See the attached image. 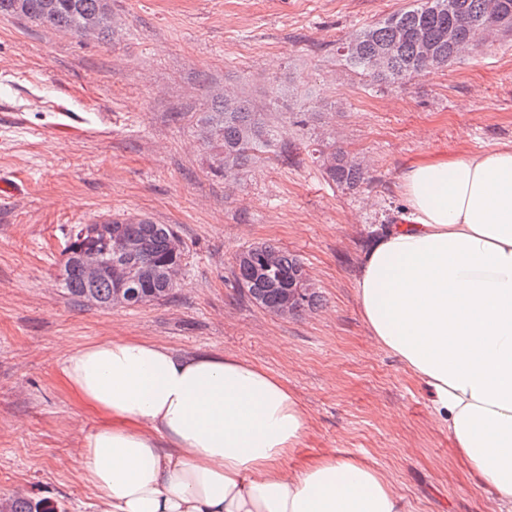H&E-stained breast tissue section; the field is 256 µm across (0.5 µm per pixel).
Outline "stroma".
<instances>
[{
  "label": "stroma",
  "mask_w": 512,
  "mask_h": 512,
  "mask_svg": "<svg viewBox=\"0 0 512 512\" xmlns=\"http://www.w3.org/2000/svg\"><path fill=\"white\" fill-rule=\"evenodd\" d=\"M412 0H110L112 37L0 17V496L96 512L79 438L96 418L64 386L69 351L108 338L237 355L280 378L309 423L288 466L374 461L407 512H493L424 385L369 336L354 282L369 240L403 215L422 156L512 142V32L400 85L351 69L336 45ZM231 90L266 113L272 146L225 180L205 117ZM365 173L350 187L319 148ZM175 225L177 284L159 304L73 302L59 279L67 233L103 217ZM271 241L298 255L315 307L279 316L237 287L234 258Z\"/></svg>",
  "instance_id": "35a3bbf8"
}]
</instances>
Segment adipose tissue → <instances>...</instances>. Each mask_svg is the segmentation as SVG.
Wrapping results in <instances>:
<instances>
[{
	"instance_id": "1",
	"label": "adipose tissue",
	"mask_w": 512,
	"mask_h": 512,
	"mask_svg": "<svg viewBox=\"0 0 512 512\" xmlns=\"http://www.w3.org/2000/svg\"><path fill=\"white\" fill-rule=\"evenodd\" d=\"M401 196L402 223L364 253L357 303L375 342L430 390L495 512H512V143L429 153ZM60 374L97 419L79 457L98 512H406L367 459L286 466L306 413L245 359L109 338L65 354Z\"/></svg>"
}]
</instances>
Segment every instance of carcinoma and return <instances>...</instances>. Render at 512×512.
Returning <instances> with one entry per match:
<instances>
[{
    "mask_svg": "<svg viewBox=\"0 0 512 512\" xmlns=\"http://www.w3.org/2000/svg\"><path fill=\"white\" fill-rule=\"evenodd\" d=\"M472 19L494 15L499 30L512 31V0H453ZM0 16H21L33 22L80 37L105 38L112 33L109 0H0ZM478 38V30L458 24L448 0H419L384 22L365 28L340 43L337 51L347 64L374 82L401 84L433 69L448 66ZM428 43L429 52H422ZM354 50H349L350 46ZM210 137L224 151V178L230 180L251 153L270 146V129L250 103L225 94L215 101L208 119ZM330 176L353 185L363 179L362 168L342 150L327 156ZM176 232L169 224L148 217L113 218L95 225L94 234L70 230L62 250L63 285L70 298L91 297L99 307L135 306L167 300L176 281L171 271L180 269L182 252L173 250ZM96 249L107 264L119 265L127 275L122 291L108 277L86 278L81 254ZM237 286L263 309L276 315H297L314 304L313 291L301 260L270 242L250 246L235 256ZM0 512H64L47 501L22 495L0 496Z\"/></svg>",
    "mask_w": 512,
    "mask_h": 512,
    "instance_id": "cac0c4a2",
    "label": "carcinoma"
}]
</instances>
